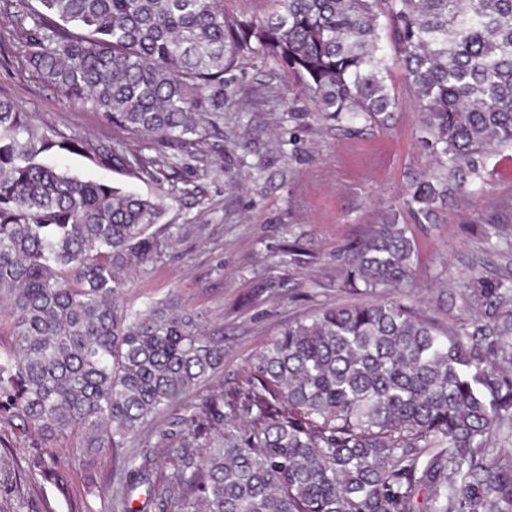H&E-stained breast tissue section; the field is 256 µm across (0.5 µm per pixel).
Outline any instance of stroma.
I'll use <instances>...</instances> for the list:
<instances>
[{"mask_svg": "<svg viewBox=\"0 0 512 512\" xmlns=\"http://www.w3.org/2000/svg\"><path fill=\"white\" fill-rule=\"evenodd\" d=\"M231 84L233 102L224 122L189 151L112 124L88 106L63 102L51 86L16 57L0 58V96L12 99L38 124L59 135L82 136L94 145L138 151L160 162L155 180L123 167H102L92 157L54 150L51 162L70 174L101 180L150 196L166 191L164 223L172 245L126 292L128 304L175 297L207 315L224 338L218 382L241 384L247 362L288 322L346 301L338 291L346 250L372 225L397 216L418 243L415 276L404 293L440 324L466 314L451 292L454 281L475 272L490 276L508 261L493 250V227L512 232V153L488 159L479 195L456 196L435 223H417L403 191L431 166L420 142V113L400 68L388 84L397 98L396 122L382 129L328 131L308 95L266 59L244 65ZM307 113L294 128L289 112ZM300 242L299 254L288 247ZM18 466L0 470V512H70V500L93 512H111L104 490L107 460L70 464V490L24 477L38 453L19 431L0 428Z\"/></svg>", "mask_w": 512, "mask_h": 512, "instance_id": "1", "label": "stroma"}]
</instances>
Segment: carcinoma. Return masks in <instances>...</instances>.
I'll list each match as a JSON object with an SVG mask.
<instances>
[{"mask_svg": "<svg viewBox=\"0 0 512 512\" xmlns=\"http://www.w3.org/2000/svg\"><path fill=\"white\" fill-rule=\"evenodd\" d=\"M37 2L0 0V42L68 102L183 149L224 119L227 75L251 56L291 73L335 130L392 126L402 68L435 165L406 189L420 224L512 151V0H266L261 18L224 0ZM54 146L0 97V421L40 437L32 479L67 498L69 461L110 453L112 512H133L140 484L158 512H512V449L489 445L512 433L511 270L453 283L468 323L404 298L320 307L242 385L198 401L224 340L172 300L123 302L171 242L166 194L69 175ZM416 252L396 217L375 224L338 288H398Z\"/></svg>", "mask_w": 512, "mask_h": 512, "instance_id": "carcinoma-1", "label": "carcinoma"}]
</instances>
